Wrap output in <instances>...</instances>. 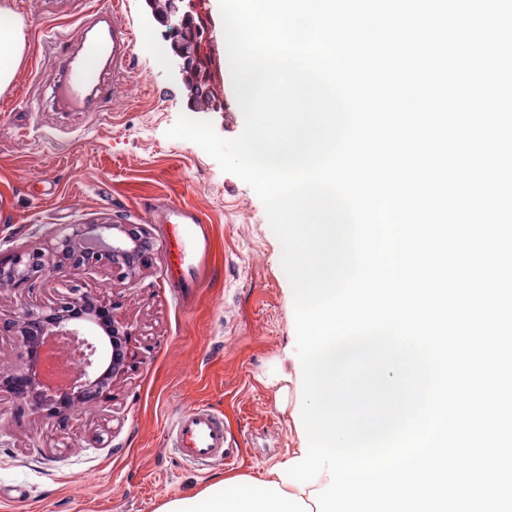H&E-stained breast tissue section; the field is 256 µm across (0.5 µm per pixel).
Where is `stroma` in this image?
<instances>
[{
    "label": "stroma",
    "instance_id": "stroma-1",
    "mask_svg": "<svg viewBox=\"0 0 512 512\" xmlns=\"http://www.w3.org/2000/svg\"><path fill=\"white\" fill-rule=\"evenodd\" d=\"M25 23L27 50L0 93V260L46 250L71 224L140 226L155 249L136 276L98 266L40 274L0 287V369L22 351L5 325L21 308L46 311L80 291L114 300L131 323L136 360L103 409L41 417L0 394V512H157L231 476L262 479L297 445L298 393H281L296 332L281 244L254 190L222 172L198 145L166 137L187 114L173 52L145 0H125L121 19L136 43L127 78L102 112H62L49 98L55 60L48 29L80 35L81 0H0ZM172 200L206 222L213 275L188 299L167 275L165 225L145 199ZM199 404L221 413L241 450L235 468L199 470L166 446L174 414Z\"/></svg>",
    "mask_w": 512,
    "mask_h": 512
}]
</instances>
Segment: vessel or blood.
<instances>
[{
    "label": "vessel or blood",
    "mask_w": 512,
    "mask_h": 512,
    "mask_svg": "<svg viewBox=\"0 0 512 512\" xmlns=\"http://www.w3.org/2000/svg\"><path fill=\"white\" fill-rule=\"evenodd\" d=\"M121 4L122 0H99L89 20L90 25L102 27L97 37L77 40L68 32L56 30L47 39L57 61L53 96L77 111H104L110 101L108 74L118 75L126 70L134 36L118 17ZM143 207L156 223L170 227L165 247L172 287L184 297L194 294L208 282L211 273L209 238L203 220L171 200L148 199ZM166 437L174 454L198 467L230 462L235 454L223 416L206 406L177 412Z\"/></svg>",
    "instance_id": "obj_1"
}]
</instances>
